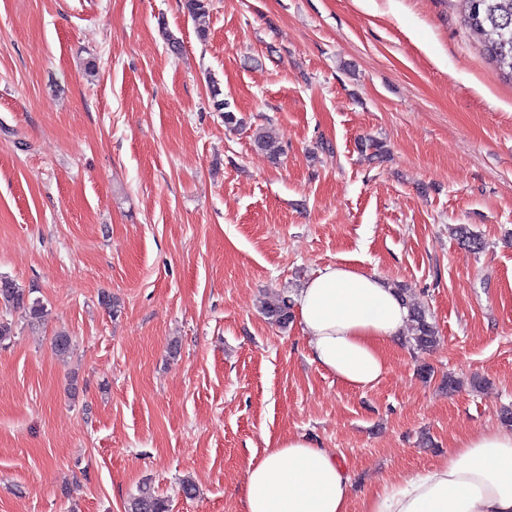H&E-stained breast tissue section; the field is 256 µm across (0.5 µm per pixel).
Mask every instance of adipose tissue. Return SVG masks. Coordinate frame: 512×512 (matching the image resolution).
Here are the masks:
<instances>
[{"instance_id":"obj_1","label":"adipose tissue","mask_w":512,"mask_h":512,"mask_svg":"<svg viewBox=\"0 0 512 512\" xmlns=\"http://www.w3.org/2000/svg\"><path fill=\"white\" fill-rule=\"evenodd\" d=\"M310 358L354 389L374 387L408 309L374 273L330 266L293 294ZM344 461L306 435L276 440L245 464L243 512H349ZM362 512H512V430L461 438L425 471L368 494Z\"/></svg>"}]
</instances>
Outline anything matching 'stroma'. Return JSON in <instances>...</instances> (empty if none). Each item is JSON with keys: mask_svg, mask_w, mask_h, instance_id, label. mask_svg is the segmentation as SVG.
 <instances>
[{"mask_svg": "<svg viewBox=\"0 0 512 512\" xmlns=\"http://www.w3.org/2000/svg\"><path fill=\"white\" fill-rule=\"evenodd\" d=\"M206 22L0 0V275L47 309L6 313L0 512H124L144 484L170 512H243L246 460L288 434L345 458L361 512L512 408V81L463 0H211ZM336 265L407 287L438 346H392L365 390L311 362L258 304Z\"/></svg>", "mask_w": 512, "mask_h": 512, "instance_id": "stroma-1", "label": "stroma"}]
</instances>
